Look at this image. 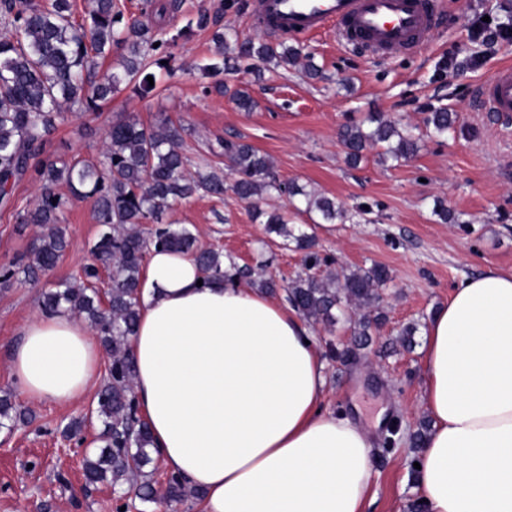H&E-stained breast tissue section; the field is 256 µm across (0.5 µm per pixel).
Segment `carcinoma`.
<instances>
[{"mask_svg": "<svg viewBox=\"0 0 512 512\" xmlns=\"http://www.w3.org/2000/svg\"><path fill=\"white\" fill-rule=\"evenodd\" d=\"M87 16L74 17L72 0H0V203H11L10 191L24 176L41 184V193L33 209L19 215L23 224H41L46 231L32 243L28 260L0 268V284L8 286L20 274L32 282L56 268L68 241L60 227L61 216L70 198H95L97 223L105 227L91 253L92 262L84 269L78 286L67 280L54 283L44 294L42 309H65L88 317L91 327L110 355L105 382L97 393V414L104 423L100 434L103 446L84 456L85 487L112 485L119 492L126 482L139 479L135 495L153 502L157 490L153 471L155 462L148 424L137 415L134 396V365L129 337L139 318L142 289L141 270L145 255L156 248L189 254L203 282L217 278L244 279L274 294L277 283L263 277L248 265L230 262L222 267V254L203 249L195 236L184 228L162 223L170 202L198 193L221 196L232 191L251 207L252 218L267 225V230L304 251L305 271L286 287V301L309 323L332 327L340 317L361 312L354 321L359 341L370 340V328L378 318L380 290L390 280L389 271L379 265L356 271L317 273L333 260L315 250V240L305 233L295 234L288 227V216L277 209L263 208L265 196L275 192L291 199L303 197L305 208L299 213L316 214L321 223L332 224L343 211L322 196L305 192L295 183L277 179L267 155L241 140L216 139L212 153L224 156V166L234 176L225 183L224 171L185 173L187 157L183 153V127L165 119L154 128H146L133 116L112 123L106 136L105 161L96 164L80 160L41 159L47 137L56 129L63 112L74 108L97 112L112 101L121 87L137 91L152 90L146 70L163 67L157 58L160 50L174 44L177 36L153 24L152 0H143L142 18L125 20L120 0H90ZM222 62L206 66L213 75L238 71L245 60L264 65L287 67L297 64L301 53L285 42L276 45L238 40L236 32H215ZM159 46H154V43ZM116 53L112 69L99 72L102 60ZM456 114L445 109L427 113L424 122L438 136L454 129ZM371 126L346 124L340 141L347 162L353 166L365 150L380 146L379 157L395 165L415 156L420 136L412 129L373 113ZM64 182L71 197L55 191ZM141 224L156 228L148 238ZM111 272L107 303L101 304L98 290L91 284L100 270ZM24 419L9 392L0 394V427L11 428ZM190 495L176 475H169L163 498L180 503Z\"/></svg>", "mask_w": 512, "mask_h": 512, "instance_id": "1", "label": "carcinoma"}]
</instances>
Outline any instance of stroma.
I'll return each mask as SVG.
<instances>
[{"mask_svg":"<svg viewBox=\"0 0 512 512\" xmlns=\"http://www.w3.org/2000/svg\"><path fill=\"white\" fill-rule=\"evenodd\" d=\"M155 6L177 38L171 69H155L156 82L145 95L126 89L101 111L65 112L46 154L96 163L116 119L132 115L152 127L166 117L184 129L189 171L206 164L223 167V158L210 154V144L219 137L239 138L271 158L280 181H297L342 206L345 217L325 233L309 215L293 213L287 197L266 199L267 208L289 212L294 228L315 235L319 251L329 254L336 268L377 264L390 273L382 292L383 318L369 345H359L343 320L331 328L315 326L314 332L327 364L324 411H359L361 422L373 429L367 512H410L417 499L410 461L417 450L409 436L431 420L423 404L428 323L463 278L512 271V123L473 103L477 84L496 67L512 64V41L499 42L489 55L479 34L482 18L494 25L512 22V0H442L444 23L435 39L421 51L386 59L340 45L333 31L314 32L293 46L313 55L319 77H308L298 65L267 70L260 79L242 71L222 73L225 85L256 101L251 112L240 111L229 96L204 93L215 80L201 67L215 60L216 29L273 41V34L251 23L254 0H180L176 7L171 0H155ZM204 11L219 13L218 24L197 27ZM441 108L458 115L448 139L423 133L420 151L396 166L381 162L373 150L358 166L346 163L338 139L342 125L379 112L414 126ZM39 194L38 183L22 180L12 190L13 208H0V266L26 254L42 234L41 226L17 218ZM439 201L455 222L434 216ZM165 219L192 231L199 244L223 252L225 260L265 262L266 276L279 284L303 269V251L267 234L252 220L248 203L233 193L174 202ZM63 229L69 247L53 277L75 282L102 231L93 199L75 200ZM46 288L21 278L0 287V392L12 393L29 415L13 428H0V512H115L110 486L74 497L73 487L84 482L83 456L62 436L67 423L83 418L96 390L68 403H32L10 370L9 351L22 326L41 312ZM409 327L415 330L410 337ZM380 414L402 424L399 441L388 452L387 432L375 423Z\"/></svg>","mask_w":512,"mask_h":512,"instance_id":"obj_1","label":"stroma"}]
</instances>
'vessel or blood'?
Listing matches in <instances>:
<instances>
[{
  "mask_svg": "<svg viewBox=\"0 0 512 512\" xmlns=\"http://www.w3.org/2000/svg\"><path fill=\"white\" fill-rule=\"evenodd\" d=\"M441 16L439 0H256L253 23L285 40L330 26L341 45L387 57L427 46ZM477 98L482 111L512 116V67L481 82Z\"/></svg>",
  "mask_w": 512,
  "mask_h": 512,
  "instance_id": "obj_1",
  "label": "vessel or blood"
}]
</instances>
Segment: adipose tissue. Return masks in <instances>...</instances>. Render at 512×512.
<instances>
[{
  "label": "adipose tissue",
  "mask_w": 512,
  "mask_h": 512,
  "mask_svg": "<svg viewBox=\"0 0 512 512\" xmlns=\"http://www.w3.org/2000/svg\"><path fill=\"white\" fill-rule=\"evenodd\" d=\"M192 257L152 251L130 350L165 468L199 512H366L371 437L321 409L326 362L304 319L244 281L200 285ZM101 344L68 313L21 329L11 372L32 401L97 380ZM418 455L425 512H512V272L464 279L429 322Z\"/></svg>",
  "instance_id": "obj_1"
}]
</instances>
